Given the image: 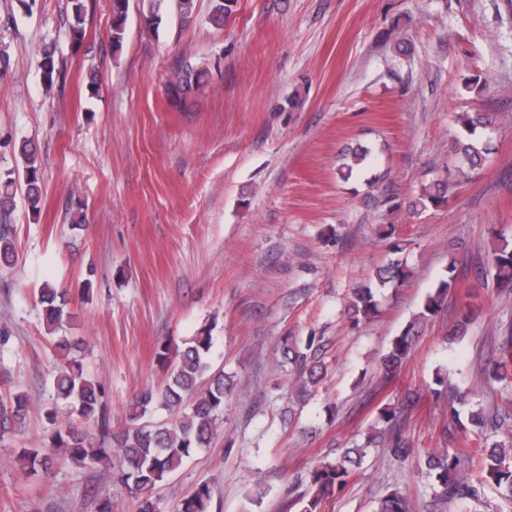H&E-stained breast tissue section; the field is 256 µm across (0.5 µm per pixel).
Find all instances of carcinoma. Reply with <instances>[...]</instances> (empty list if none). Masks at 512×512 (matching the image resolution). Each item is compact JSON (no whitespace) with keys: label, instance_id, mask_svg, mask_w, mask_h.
I'll list each match as a JSON object with an SVG mask.
<instances>
[{"label":"carcinoma","instance_id":"obj_1","mask_svg":"<svg viewBox=\"0 0 512 512\" xmlns=\"http://www.w3.org/2000/svg\"><path fill=\"white\" fill-rule=\"evenodd\" d=\"M235 0H210L206 22L221 30L233 13ZM112 29L110 45L112 53L119 54L124 45L130 0H110ZM136 7L146 19L145 29L158 33L163 14L177 16L181 23H191L196 15L197 0H136ZM68 37L72 49L81 48L87 37L85 27L86 0H68ZM57 47L45 48L40 53V66L46 90H51L61 76L56 58ZM210 70L207 64L183 60L172 72L168 92L173 100L182 105L208 84ZM464 135L454 141L453 151L458 165L448 171V179L437 181L422 188L412 201L415 210L440 207L448 203L449 191L466 183L470 174L482 167L490 153L488 142L476 137L477 129L494 125L500 116L495 112H465L459 116ZM20 164L16 169L0 177V213H7L16 206L17 196L38 215L41 212L42 178L39 152L31 140L19 146ZM374 163L371 152L358 148L350 161L340 170L341 177L348 179L353 170ZM498 244L490 258V275L495 287L512 290V236L507 231L497 233ZM15 246L10 229L0 225V269L14 263ZM409 275L407 266L391 261L376 270L372 283L355 289L347 306V315L354 322L373 314L377 308L374 288L404 281ZM456 283L454 266L448 267V277L441 280L434 292L424 300L420 317L438 313L448 290ZM46 334L54 337L53 349L59 366L51 378L53 405L45 410V417L58 428L50 437L46 448H23L18 460L29 473L41 471L53 473L61 462L84 467L101 466L112 471L114 480L124 486L132 499L135 512H155L156 490L175 473L186 460L200 449L210 447L218 436L223 423L226 400L236 385V375L212 367L209 354L212 348V328L201 330L180 347L168 344L157 347L156 361L166 378L157 388H146L137 393L126 407V427L113 436L112 447L90 430L96 425L107 428L106 415L101 403L102 390L89 378L76 351L79 345L58 335L70 318L67 312L68 290L43 284L40 293ZM416 323H410L401 335L395 337L382 359L386 376L395 375L408 360L415 336ZM315 337L285 336L278 343L277 362L288 364L294 372V398L284 414L293 419L294 405L304 403L324 376L321 364L312 353ZM512 365V329L505 331L499 347V358L488 370V376L498 382L509 381ZM31 402L22 392L0 395V438L24 422ZM162 409L168 420L156 425L141 424L147 413ZM378 420L386 425L388 434H369L362 443L344 449L335 460L324 463L311 471L309 480L311 495L301 512H320L325 496L342 487L352 468L362 464L373 448H388L395 458L408 454L402 440L396 434L400 420L397 408L385 405L379 408ZM468 421L478 446L475 448H437L425 455V467L431 479L433 502L431 512H446L451 504L477 501L485 488L512 503V441L496 440L484 433L512 427V415L500 412L484 404L480 399L469 402ZM211 490L207 483L197 484L178 504L177 512H207ZM375 512H408L405 495L392 491L381 498Z\"/></svg>","mask_w":512,"mask_h":512}]
</instances>
